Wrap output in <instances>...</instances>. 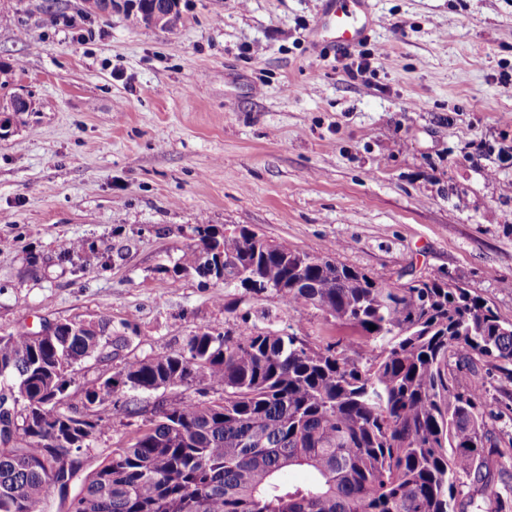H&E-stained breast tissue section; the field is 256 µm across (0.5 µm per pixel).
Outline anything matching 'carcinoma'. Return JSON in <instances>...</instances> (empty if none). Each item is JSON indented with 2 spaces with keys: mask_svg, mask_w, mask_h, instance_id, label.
Segmentation results:
<instances>
[{
  "mask_svg": "<svg viewBox=\"0 0 512 512\" xmlns=\"http://www.w3.org/2000/svg\"><path fill=\"white\" fill-rule=\"evenodd\" d=\"M180 0H138V10ZM9 112L27 99L0 98ZM184 269L226 288L270 292L285 311L308 308L351 327L358 341L310 346L270 326L224 311L236 328H201L182 348L129 361L112 384L133 416L128 391L204 379L216 397L181 396L112 449L74 496L68 512H512V471H493L505 451L489 433L483 384L460 363L489 359L512 383V319L454 280L374 277L322 254L274 243L246 225L197 227ZM376 329L371 330L369 326ZM123 342L109 322L89 321L37 340L0 336V392L17 396L20 418L0 432V512H50V476L68 454H88L109 419L54 432L40 411L75 383L76 367L112 359ZM290 469L309 480L293 484Z\"/></svg>",
  "mask_w": 512,
  "mask_h": 512,
  "instance_id": "cac0c4a2",
  "label": "carcinoma"
}]
</instances>
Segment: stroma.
Instances as JSON below:
<instances>
[{
    "instance_id": "35a3bbf8",
    "label": "stroma",
    "mask_w": 512,
    "mask_h": 512,
    "mask_svg": "<svg viewBox=\"0 0 512 512\" xmlns=\"http://www.w3.org/2000/svg\"><path fill=\"white\" fill-rule=\"evenodd\" d=\"M323 0H181L168 32L83 0H0V336L112 322L78 384L224 330L218 294L316 346L351 328L180 266L196 228L246 225L377 277L458 280L512 318V0H371L367 37L313 41ZM81 240L80 254L64 246ZM477 371L512 441V383ZM93 471L141 420L107 407Z\"/></svg>"
}]
</instances>
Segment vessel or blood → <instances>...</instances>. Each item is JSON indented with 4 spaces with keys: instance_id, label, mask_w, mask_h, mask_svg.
Segmentation results:
<instances>
[{
    "instance_id": "vessel-or-blood-1",
    "label": "vessel or blood",
    "mask_w": 512,
    "mask_h": 512,
    "mask_svg": "<svg viewBox=\"0 0 512 512\" xmlns=\"http://www.w3.org/2000/svg\"><path fill=\"white\" fill-rule=\"evenodd\" d=\"M370 17L369 0H327L320 21L330 34L328 46L345 51L357 47Z\"/></svg>"
}]
</instances>
